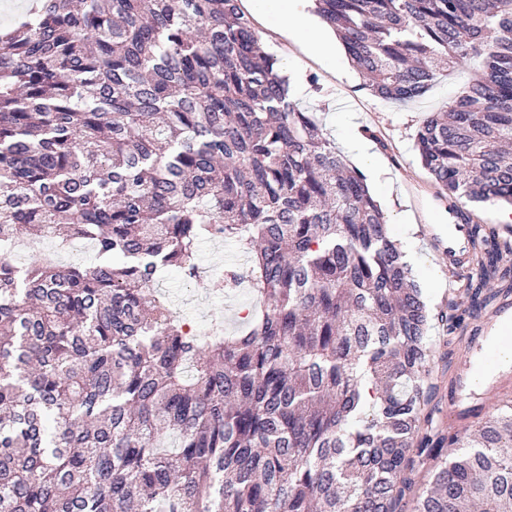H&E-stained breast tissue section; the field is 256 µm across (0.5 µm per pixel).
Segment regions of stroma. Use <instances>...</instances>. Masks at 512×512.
Returning a JSON list of instances; mask_svg holds the SVG:
<instances>
[{
    "label": "stroma",
    "instance_id": "obj_1",
    "mask_svg": "<svg viewBox=\"0 0 512 512\" xmlns=\"http://www.w3.org/2000/svg\"><path fill=\"white\" fill-rule=\"evenodd\" d=\"M253 23L275 54L290 82V96L302 109L317 113L339 150L345 151L349 166L365 173L370 192L380 205L392 237L399 243L412 274L418 282L431 314L426 343L428 401L424 414L429 432L448 430V382L454 368L465 356L464 343L451 340L445 315L462 312L466 298L464 278L448 274V257L441 251L448 224L454 223L447 201L422 167L414 148L416 129L427 113L446 110L473 78L477 65L469 63L441 73L422 96L394 104L373 96L347 58L337 49L334 63L320 61L306 53L298 42L282 31L276 16H254ZM360 135L379 165V175L348 153L347 141ZM199 275L186 279L169 267L158 276L157 292L171 307L182 309L188 319L208 329L222 319L225 335L242 325V309H255L259 300L248 284L217 297L210 288L213 271L242 267L247 257L232 243L205 240L198 247Z\"/></svg>",
    "mask_w": 512,
    "mask_h": 512
}]
</instances>
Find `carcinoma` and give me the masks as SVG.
Listing matches in <instances>:
<instances>
[{
  "instance_id": "obj_1",
  "label": "carcinoma",
  "mask_w": 512,
  "mask_h": 512,
  "mask_svg": "<svg viewBox=\"0 0 512 512\" xmlns=\"http://www.w3.org/2000/svg\"><path fill=\"white\" fill-rule=\"evenodd\" d=\"M313 2L384 101L481 59L415 149L462 223L512 205V0ZM59 222L90 262L0 259V512H396L458 444L422 432L430 315L384 213L240 0H38L0 30V252ZM212 238L248 256L213 286L263 303L241 334L144 287ZM470 241L478 311L512 236ZM414 512H512V399Z\"/></svg>"
}]
</instances>
